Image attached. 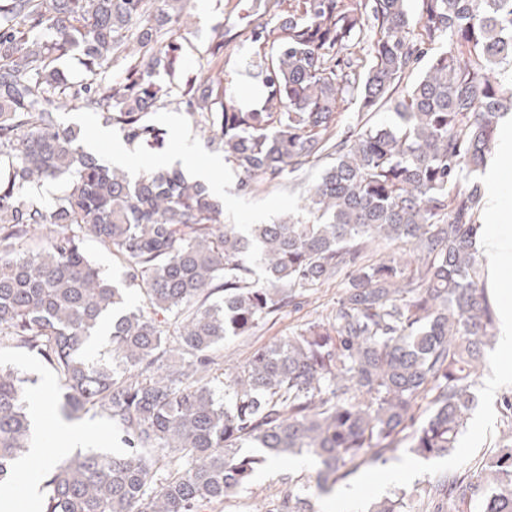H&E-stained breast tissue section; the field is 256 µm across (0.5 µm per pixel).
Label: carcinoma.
<instances>
[{
  "label": "carcinoma",
  "mask_w": 512,
  "mask_h": 512,
  "mask_svg": "<svg viewBox=\"0 0 512 512\" xmlns=\"http://www.w3.org/2000/svg\"><path fill=\"white\" fill-rule=\"evenodd\" d=\"M185 6L0 0V344L51 367L64 417L96 410L123 444L48 465L41 512H214L258 465L304 453L327 494L402 447L450 454L476 408L496 329L475 249L476 173L512 104V0H420L415 17L407 0H257L248 74L261 109L236 97L237 69L180 90L237 191L303 188L299 212L243 225L222 223L221 201L181 168L133 178L60 120L72 106L131 144L157 139L149 115L170 95L157 76L179 71L167 38ZM73 53L89 80L61 69ZM350 103L354 125L341 119ZM385 105L395 120L370 123ZM61 178L52 202L29 194ZM88 239L112 250L121 281L91 263ZM330 282L329 315L254 349L217 392L226 339ZM133 287L137 308L125 305ZM28 382L0 367V487L26 478ZM507 440L477 478L428 477L432 496L456 512H512ZM267 512L312 508L290 487ZM368 512H408L406 490Z\"/></svg>",
  "instance_id": "cac0c4a2"
}]
</instances>
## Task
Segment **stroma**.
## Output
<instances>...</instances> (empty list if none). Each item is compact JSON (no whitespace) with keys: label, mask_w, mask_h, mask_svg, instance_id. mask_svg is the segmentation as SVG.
Wrapping results in <instances>:
<instances>
[{"label":"stroma","mask_w":512,"mask_h":512,"mask_svg":"<svg viewBox=\"0 0 512 512\" xmlns=\"http://www.w3.org/2000/svg\"><path fill=\"white\" fill-rule=\"evenodd\" d=\"M253 0H190L188 11L191 26L172 37L184 63V72L192 76L205 64L215 31H223L228 52L233 53L236 62H244L250 57V45L245 41V21ZM152 122L164 134V146L152 149L132 145L130 173H138L146 165H159L168 151L181 146L197 159L209 160L214 150L208 138L196 128L182 105L173 103L154 112ZM212 181L220 186L224 202V221L228 224H258L269 222L296 209L299 195L282 187L258 196L244 195L235 189L236 177L229 169L214 168ZM336 301L335 288L321 289L315 296L306 298L299 307L288 308L274 320L258 327L253 335L227 340L220 347L219 364L214 377L234 364L241 362L248 352L258 346L269 344L290 334L307 319L319 312L332 309ZM0 365L16 367L32 379L29 387L31 395L59 399V382L53 370L41 358L24 349L7 344L0 345ZM316 463L302 465L292 461L288 465L265 463L244 489L234 497L225 500L218 512H256L260 506L276 499L286 486L299 484L306 489L312 504H319L321 496L316 489Z\"/></svg>","instance_id":"35a3bbf8"}]
</instances>
